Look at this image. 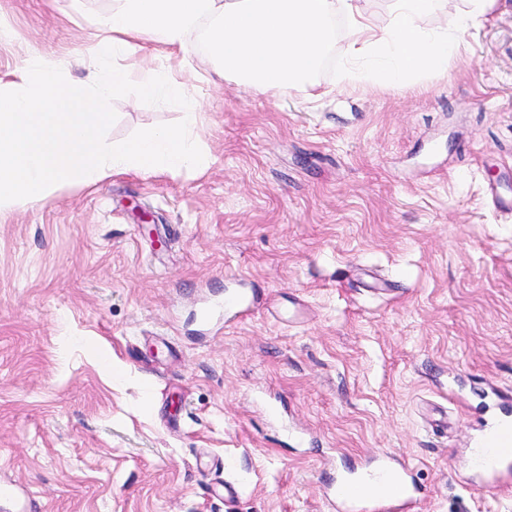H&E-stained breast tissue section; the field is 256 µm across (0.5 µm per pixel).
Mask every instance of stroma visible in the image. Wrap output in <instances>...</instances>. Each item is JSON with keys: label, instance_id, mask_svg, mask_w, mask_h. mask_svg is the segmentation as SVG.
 Instances as JSON below:
<instances>
[{"label": "stroma", "instance_id": "obj_1", "mask_svg": "<svg viewBox=\"0 0 512 512\" xmlns=\"http://www.w3.org/2000/svg\"><path fill=\"white\" fill-rule=\"evenodd\" d=\"M110 6L0 0V76L79 80ZM210 26L188 37L204 171L0 216V476L26 512H332L328 480L388 452L411 512H512L470 461L512 398V0L446 74L387 89L344 83L337 32L313 104L217 78ZM108 110L117 144L181 120L133 90ZM229 288L253 315L203 320Z\"/></svg>", "mask_w": 512, "mask_h": 512}]
</instances>
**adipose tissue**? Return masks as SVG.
<instances>
[{
  "mask_svg": "<svg viewBox=\"0 0 512 512\" xmlns=\"http://www.w3.org/2000/svg\"><path fill=\"white\" fill-rule=\"evenodd\" d=\"M435 0H392L380 26L361 0H112L94 24L99 40L71 83L62 64L33 59L0 79V214L50 197L66 184H98L112 175L203 170L200 114L188 80L159 78L134 55L142 43L187 52L186 38L210 20L207 43L216 72L259 92L311 88L342 22L348 79L376 86L445 73L448 34L418 20ZM137 88L181 111L180 125L121 144L103 140L105 105Z\"/></svg>",
  "mask_w": 512,
  "mask_h": 512,
  "instance_id": "1",
  "label": "adipose tissue"
}]
</instances>
